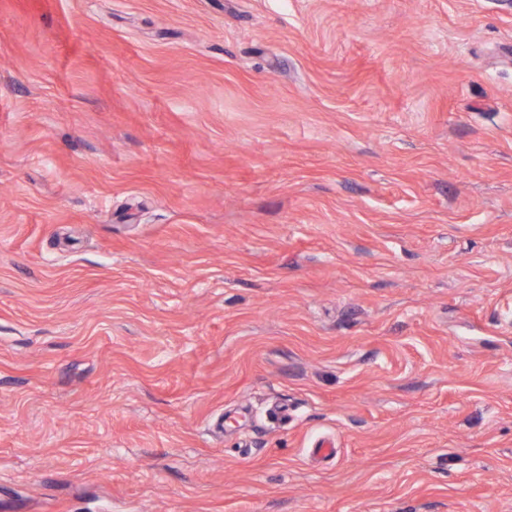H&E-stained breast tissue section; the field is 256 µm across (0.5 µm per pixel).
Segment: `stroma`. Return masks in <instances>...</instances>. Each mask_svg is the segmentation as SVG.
<instances>
[{
    "mask_svg": "<svg viewBox=\"0 0 512 512\" xmlns=\"http://www.w3.org/2000/svg\"><path fill=\"white\" fill-rule=\"evenodd\" d=\"M0 512H512V0H0Z\"/></svg>",
    "mask_w": 512,
    "mask_h": 512,
    "instance_id": "stroma-1",
    "label": "stroma"
}]
</instances>
